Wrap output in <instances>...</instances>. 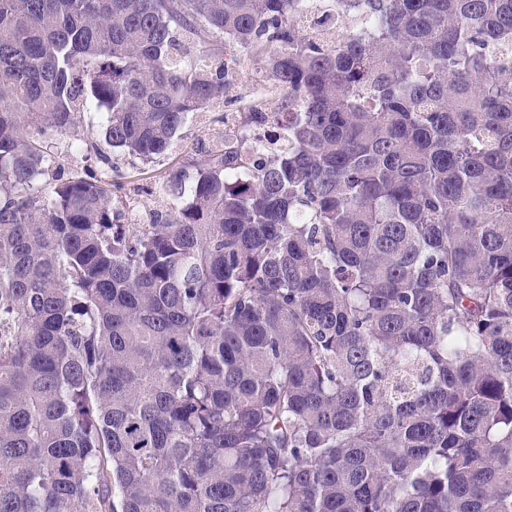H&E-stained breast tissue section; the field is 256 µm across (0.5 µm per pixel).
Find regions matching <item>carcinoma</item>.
<instances>
[{
    "label": "carcinoma",
    "instance_id": "1",
    "mask_svg": "<svg viewBox=\"0 0 512 512\" xmlns=\"http://www.w3.org/2000/svg\"><path fill=\"white\" fill-rule=\"evenodd\" d=\"M0 0V512H512V0ZM246 58L238 144L129 224ZM259 67L252 60H245L244 64L239 69L238 75L234 84L231 87L229 96L242 98V94L247 90L252 80V90L254 93L261 95L266 98L270 106L271 112L277 111V103L280 98V92L277 89H273L267 82L263 71L258 68L253 74L254 68ZM252 75V79H251ZM224 104V103H223ZM215 104L203 112H191L179 132L172 151L164 158L143 162L113 152L102 136L101 130L106 116L93 106H87L81 114L78 127L65 135H53V168L59 163L66 171H84L87 166L98 168L96 159L89 160L85 152V142L96 141L112 157L115 168L112 179L122 183L120 198L134 208L137 220L139 215H148L151 210H166L177 202L165 190V185L173 172L185 169L195 172L191 165H202L209 155L221 144L224 138L234 139L249 148L258 156H264L260 145L265 143L264 134L253 129H242L238 124V112L225 111L234 107Z\"/></svg>",
    "mask_w": 512,
    "mask_h": 512
}]
</instances>
